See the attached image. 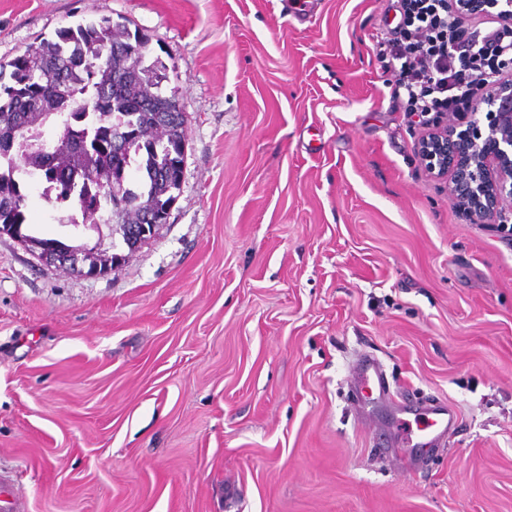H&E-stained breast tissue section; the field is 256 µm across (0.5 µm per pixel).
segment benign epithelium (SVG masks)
Listing matches in <instances>:
<instances>
[{"label":"benign epithelium","instance_id":"obj_1","mask_svg":"<svg viewBox=\"0 0 512 512\" xmlns=\"http://www.w3.org/2000/svg\"><path fill=\"white\" fill-rule=\"evenodd\" d=\"M483 13L512 27V0H459L452 12L456 24L467 25ZM472 111L457 116L435 114L416 149L425 169L439 178L451 177L450 199L476 224L512 222V58H497L493 71L476 66L470 85ZM94 242L59 254L7 228V235L41 266L84 278L112 274L111 268L89 271V263L109 248L116 225L87 224Z\"/></svg>","mask_w":512,"mask_h":512}]
</instances>
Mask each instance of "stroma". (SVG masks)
Here are the masks:
<instances>
[{
    "label": "stroma",
    "instance_id": "35a3bbf8",
    "mask_svg": "<svg viewBox=\"0 0 512 512\" xmlns=\"http://www.w3.org/2000/svg\"><path fill=\"white\" fill-rule=\"evenodd\" d=\"M0 0V59L136 24L187 115L164 225L109 276L0 237V472L27 512H512V236L415 150L390 0ZM36 235L78 237L31 192ZM375 357L393 399L357 405ZM452 410L405 455L395 420Z\"/></svg>",
    "mask_w": 512,
    "mask_h": 512
}]
</instances>
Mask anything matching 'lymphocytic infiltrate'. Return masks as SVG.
<instances>
[{"instance_id":"1","label":"lymphocytic infiltrate","mask_w":512,"mask_h":512,"mask_svg":"<svg viewBox=\"0 0 512 512\" xmlns=\"http://www.w3.org/2000/svg\"><path fill=\"white\" fill-rule=\"evenodd\" d=\"M400 20L383 44L400 68L390 97L409 112H467L464 71L474 48L464 29L448 21V0H398Z\"/></svg>"}]
</instances>
